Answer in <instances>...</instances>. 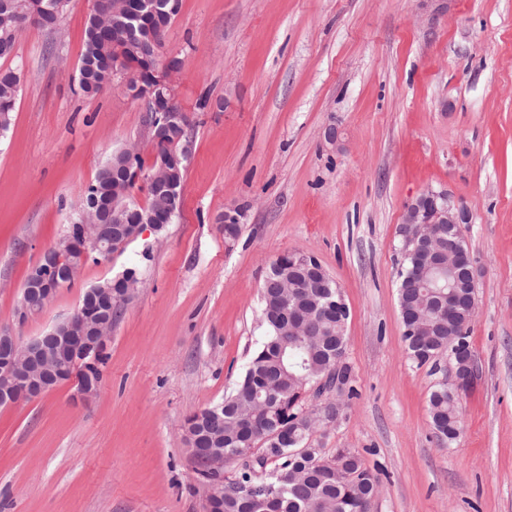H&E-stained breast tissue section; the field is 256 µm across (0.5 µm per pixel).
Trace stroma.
<instances>
[{"instance_id":"35a3bbf8","label":"stroma","mask_w":512,"mask_h":512,"mask_svg":"<svg viewBox=\"0 0 512 512\" xmlns=\"http://www.w3.org/2000/svg\"><path fill=\"white\" fill-rule=\"evenodd\" d=\"M91 0L58 29L20 33L0 138V328L45 335L92 285L135 265L97 393L74 382L0 408V512H204L186 418L221 403L263 334L261 286L284 252L316 257L349 310L343 361L357 396L310 443L358 452L379 480L369 512H512V0H182L162 52L182 66L192 121L179 213L25 324V277L66 232L85 188L144 112L73 79ZM206 110H198L201 95ZM340 132L337 146L324 140ZM427 190L465 207L475 260L473 386L462 431L437 436L429 397L447 358L415 363L398 305L400 226ZM241 232L224 234L226 207ZM19 84L20 73L17 68H0V117L4 116L3 123L0 122V137L5 135L12 125Z\"/></svg>"}]
</instances>
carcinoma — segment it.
<instances>
[{"label":"carcinoma","mask_w":512,"mask_h":512,"mask_svg":"<svg viewBox=\"0 0 512 512\" xmlns=\"http://www.w3.org/2000/svg\"><path fill=\"white\" fill-rule=\"evenodd\" d=\"M39 3L37 27L54 30L69 0H36ZM17 0H0V60L15 53L18 16ZM181 0H132V8L112 14V0H98L88 14L83 52L75 71L79 88L95 96L120 79L115 69L150 70L152 59L137 48L158 40L179 13ZM20 84L18 69L0 68V137L13 122ZM99 169L84 191L70 227L83 222L84 215L106 194L112 182V163ZM154 197L140 205L129 201L122 213L129 224L139 221L153 205ZM410 260L399 272L398 300L402 312L427 311V335L417 339L403 334L412 359L423 365L448 352V333L454 325L432 308L434 300L463 292L461 288H413L409 279ZM294 277L288 260L271 262L261 289L266 335L252 355L245 373L224 402L205 408L186 420L203 436L205 447L224 453V461L243 459L232 478L203 473L224 486L222 512H368L378 492L377 477L361 456L348 449L327 459L320 448L307 444L310 437L305 406L309 390L321 395L331 390L356 394L349 367L342 364L348 315L331 314L318 327L325 344L315 352L304 339L288 335V310L301 306L304 290L295 288L288 295L275 291L281 280ZM429 414L434 430L453 441L462 426L460 396L448 394V384L440 383L429 397Z\"/></svg>","instance_id":"carcinoma-1"}]
</instances>
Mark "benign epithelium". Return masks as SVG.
I'll use <instances>...</instances> for the list:
<instances>
[{
    "instance_id": "obj_1",
    "label": "benign epithelium",
    "mask_w": 512,
    "mask_h": 512,
    "mask_svg": "<svg viewBox=\"0 0 512 512\" xmlns=\"http://www.w3.org/2000/svg\"><path fill=\"white\" fill-rule=\"evenodd\" d=\"M156 63L148 80L133 71L122 73L123 83L135 80L138 85L148 82L151 87L139 102L144 111L152 113L148 123V144L152 163L147 172L137 174L155 191V205L137 224H128L119 217L123 208L117 201L130 195V182L119 177L131 171L135 157L141 154L139 144L123 149V161L112 167V214L103 215L101 224H81L79 229L66 233L46 250L37 264L36 274L25 292L32 304H22L18 321L42 313L54 301L57 293L71 286L80 270L90 261L108 259L112 253L142 236L146 228L158 230L175 213L184 192V186L173 178L178 165L189 158L192 141L189 137V117L179 110L171 82L173 71L168 59L162 55L161 46L154 47ZM470 221L468 211L453 202L443 191L427 190L406 208L400 228L403 237V257L412 259L411 276L421 277L440 264L442 258L453 267L462 282L476 285V266L469 250L458 241L459 225ZM448 240L443 251L439 241ZM288 263L312 274L317 290L307 298L309 309L308 329L289 322L288 333L300 335L315 333L318 321L329 312L320 303V289L326 287V270L313 256L288 252ZM137 282L106 280L91 286L82 301L62 321L56 323L48 335L57 344L59 354L49 355L43 339L36 336L27 342L19 341L12 331L0 330V406L11 407L26 400H33L53 391L58 384L73 378V367L84 361L94 364L97 356L107 349L112 339V323L117 302L127 301ZM448 362L452 379L448 388L458 393L469 386L474 375L472 356L459 350L454 341L448 343ZM188 449L203 469L223 473L224 457L217 456L210 448H200L196 437L185 431Z\"/></svg>"
}]
</instances>
